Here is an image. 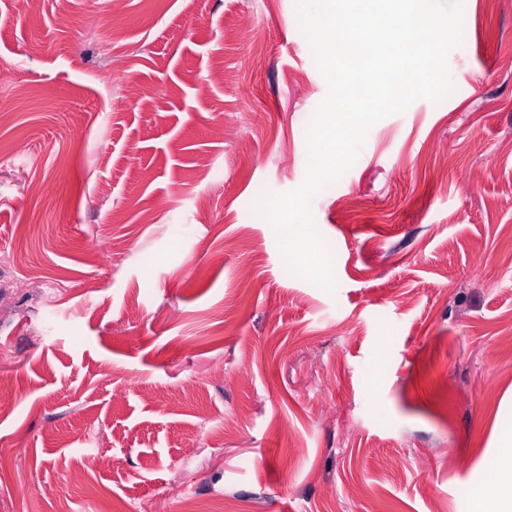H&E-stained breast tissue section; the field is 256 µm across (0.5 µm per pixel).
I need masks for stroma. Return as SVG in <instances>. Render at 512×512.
Returning a JSON list of instances; mask_svg holds the SVG:
<instances>
[{"label": "stroma", "instance_id": "stroma-1", "mask_svg": "<svg viewBox=\"0 0 512 512\" xmlns=\"http://www.w3.org/2000/svg\"><path fill=\"white\" fill-rule=\"evenodd\" d=\"M448 65L314 198L330 294L255 210L327 92L295 0H0V280L39 284L0 293V512H474L512 433V0H464Z\"/></svg>", "mask_w": 512, "mask_h": 512}]
</instances>
